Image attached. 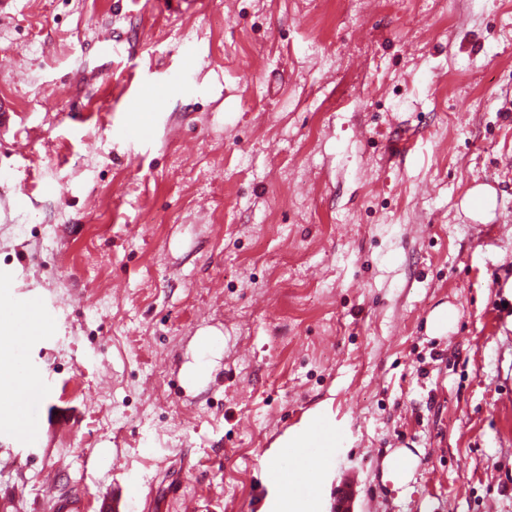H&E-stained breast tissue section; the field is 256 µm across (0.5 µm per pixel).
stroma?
Listing matches in <instances>:
<instances>
[{"mask_svg": "<svg viewBox=\"0 0 512 512\" xmlns=\"http://www.w3.org/2000/svg\"><path fill=\"white\" fill-rule=\"evenodd\" d=\"M1 95L0 308L47 319L9 512L118 458L150 512H267L323 414L322 500L354 470L368 512H512V0H10Z\"/></svg>", "mask_w": 512, "mask_h": 512, "instance_id": "1", "label": "stroma"}]
</instances>
